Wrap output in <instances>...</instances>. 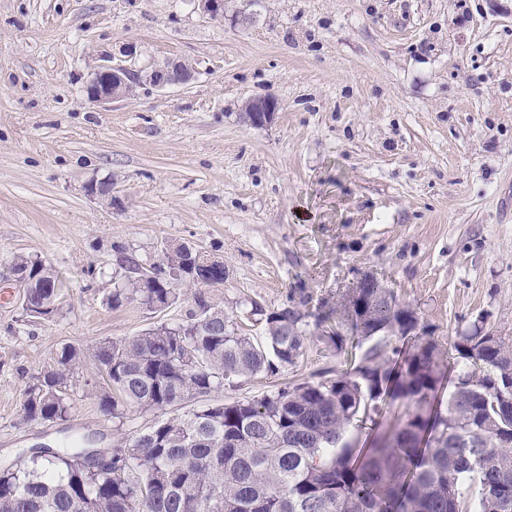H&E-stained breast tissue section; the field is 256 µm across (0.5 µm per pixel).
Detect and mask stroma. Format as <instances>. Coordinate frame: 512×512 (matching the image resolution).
Segmentation results:
<instances>
[{"label":"stroma","instance_id":"obj_1","mask_svg":"<svg viewBox=\"0 0 512 512\" xmlns=\"http://www.w3.org/2000/svg\"><path fill=\"white\" fill-rule=\"evenodd\" d=\"M107 58L193 77L101 107L86 86ZM262 97L272 123H245ZM104 179L115 206L86 193ZM169 242L223 259V285L107 308L121 253L149 265ZM20 253L63 275L64 307L34 322L0 299L1 461L72 432L109 448L159 419L103 416L83 386L67 427L25 423L22 394L62 344L181 321L201 293L249 336L251 301L305 315L296 364L227 401L359 364L340 301L367 274L439 348L477 320L512 329V0H224L220 17L197 0H0V273Z\"/></svg>","mask_w":512,"mask_h":512}]
</instances>
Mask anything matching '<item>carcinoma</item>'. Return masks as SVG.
Returning <instances> with one entry per match:
<instances>
[{
  "label": "carcinoma",
  "mask_w": 512,
  "mask_h": 512,
  "mask_svg": "<svg viewBox=\"0 0 512 512\" xmlns=\"http://www.w3.org/2000/svg\"><path fill=\"white\" fill-rule=\"evenodd\" d=\"M186 264L195 266V286L224 279V261L197 265L170 246L148 267L125 257L128 275L105 303L165 310L180 299L171 270ZM15 270L34 278L23 313L59 316L62 281L51 264L17 254ZM195 304L181 322L55 353L23 390V420L68 421L69 391L93 362L111 371L97 392L103 415L136 408L166 417L118 440L100 467L81 459L93 445L85 434L65 452L31 448L0 463V512H512V336L476 320L442 351L414 311L366 276L341 301L351 339L391 333L406 350L394 347L390 358L375 346L365 363L332 378L226 402L215 398L224 387L296 363L305 314L294 302L272 311L254 302L251 315L264 330L254 338L204 296ZM443 368L450 389L442 411ZM395 400L407 410L383 432L381 405ZM365 433L374 444L359 448Z\"/></svg>",
  "instance_id": "cac0c4a2"
}]
</instances>
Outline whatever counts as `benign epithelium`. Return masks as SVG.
Instances as JSON below:
<instances>
[{
    "label": "benign epithelium",
    "instance_id": "7a95c632",
    "mask_svg": "<svg viewBox=\"0 0 512 512\" xmlns=\"http://www.w3.org/2000/svg\"><path fill=\"white\" fill-rule=\"evenodd\" d=\"M192 77V69L182 62H175L142 74L123 64H115L106 59L93 69L92 77L86 86V93L91 101L107 105L128 96L133 87L143 80L155 87H165L170 84L185 83ZM276 110L277 103L268 97L252 99L244 106L247 121L255 126L271 123ZM86 192L109 204L114 202L110 182H92L86 186Z\"/></svg>",
    "mask_w": 512,
    "mask_h": 512
}]
</instances>
